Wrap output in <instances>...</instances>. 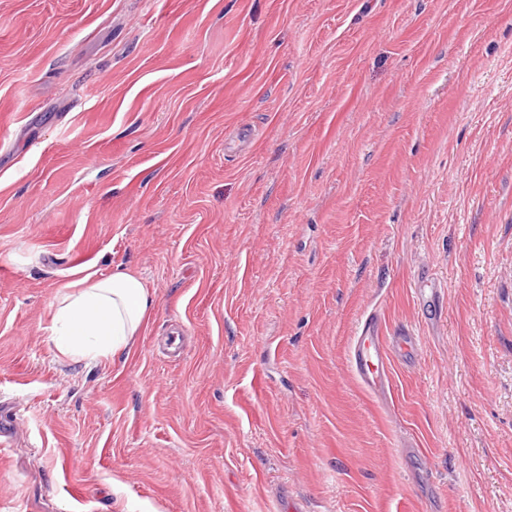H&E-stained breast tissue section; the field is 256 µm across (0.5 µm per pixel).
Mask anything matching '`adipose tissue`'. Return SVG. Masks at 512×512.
Here are the masks:
<instances>
[{
  "mask_svg": "<svg viewBox=\"0 0 512 512\" xmlns=\"http://www.w3.org/2000/svg\"><path fill=\"white\" fill-rule=\"evenodd\" d=\"M152 298L143 280L115 270L90 273L60 289L54 304L53 342L66 356L99 361L129 351L145 326Z\"/></svg>",
  "mask_w": 512,
  "mask_h": 512,
  "instance_id": "adipose-tissue-1",
  "label": "adipose tissue"
}]
</instances>
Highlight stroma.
Returning a JSON list of instances; mask_svg holds the SVG:
<instances>
[{"label":"stroma","instance_id":"35a3bbf8","mask_svg":"<svg viewBox=\"0 0 512 512\" xmlns=\"http://www.w3.org/2000/svg\"><path fill=\"white\" fill-rule=\"evenodd\" d=\"M0 411V512H512V0H0ZM152 304L150 292L137 275L119 269L106 277L89 273L57 294L54 345L63 355L90 361L128 352ZM413 347L414 339L408 331L384 336L379 317L368 315L358 326L349 351L358 384L370 395L385 397L391 391L394 362L405 361Z\"/></svg>","mask_w":512,"mask_h":512}]
</instances>
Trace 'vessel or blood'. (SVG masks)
<instances>
[{"label": "vessel or blood", "mask_w": 512, "mask_h": 512, "mask_svg": "<svg viewBox=\"0 0 512 512\" xmlns=\"http://www.w3.org/2000/svg\"><path fill=\"white\" fill-rule=\"evenodd\" d=\"M414 347L408 331L384 335L377 315H368L358 326L349 351V361L361 388L376 397L389 394L395 361L406 360Z\"/></svg>", "instance_id": "b4317fda"}]
</instances>
